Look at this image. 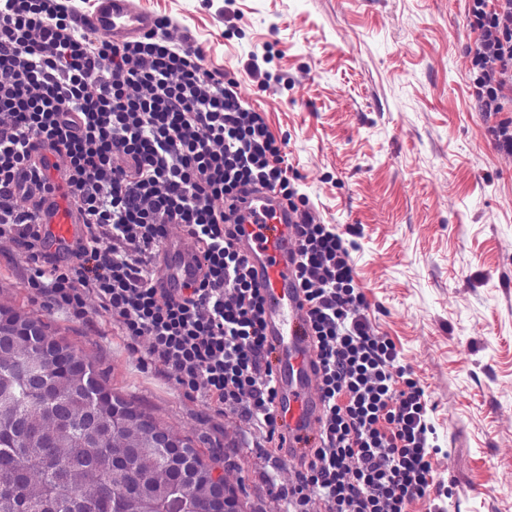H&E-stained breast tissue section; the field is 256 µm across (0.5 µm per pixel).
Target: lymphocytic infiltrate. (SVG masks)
<instances>
[{"label": "lymphocytic infiltrate", "mask_w": 512, "mask_h": 512, "mask_svg": "<svg viewBox=\"0 0 512 512\" xmlns=\"http://www.w3.org/2000/svg\"><path fill=\"white\" fill-rule=\"evenodd\" d=\"M480 108L512 106V0H473ZM149 34L111 43L71 0H0V239L36 259L29 283L51 302L93 296L149 360L282 450L273 346L233 220L252 191L291 195L288 158L234 80L202 48ZM65 162L84 234L58 264L40 252L39 201L55 189L32 142ZM294 277L306 307L322 401L318 444L277 491L284 512H409L430 503L436 448L425 391L394 342L376 335L348 249L334 228L294 210ZM180 225L199 279L163 288L155 259Z\"/></svg>", "instance_id": "obj_1"}]
</instances>
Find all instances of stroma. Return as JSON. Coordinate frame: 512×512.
<instances>
[{
	"mask_svg": "<svg viewBox=\"0 0 512 512\" xmlns=\"http://www.w3.org/2000/svg\"><path fill=\"white\" fill-rule=\"evenodd\" d=\"M205 51L282 142L294 202L349 249L375 333L423 386L444 512H512V109L478 103L471 0H134ZM256 57L259 73L246 70ZM0 241V305L41 319L116 392L190 436L248 512L294 477L255 434L181 390L94 297L49 307Z\"/></svg>",
	"mask_w": 512,
	"mask_h": 512,
	"instance_id": "obj_1",
	"label": "stroma"
}]
</instances>
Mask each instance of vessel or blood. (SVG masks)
<instances>
[{"instance_id": "obj_1", "label": "vessel or blood", "mask_w": 512, "mask_h": 512, "mask_svg": "<svg viewBox=\"0 0 512 512\" xmlns=\"http://www.w3.org/2000/svg\"><path fill=\"white\" fill-rule=\"evenodd\" d=\"M83 20L114 43L141 36L154 26L152 16L139 10L133 0H96L94 10ZM40 218L52 247L76 239L82 230L77 210L58 192L41 201ZM235 218L244 228L241 247L265 299L266 334L279 353L275 375L277 414L293 437L312 426L322 408L305 310L292 274L294 217L275 195L253 191ZM164 251L167 260L159 272L160 287L170 288L199 276L198 261L185 239H169Z\"/></svg>"}]
</instances>
